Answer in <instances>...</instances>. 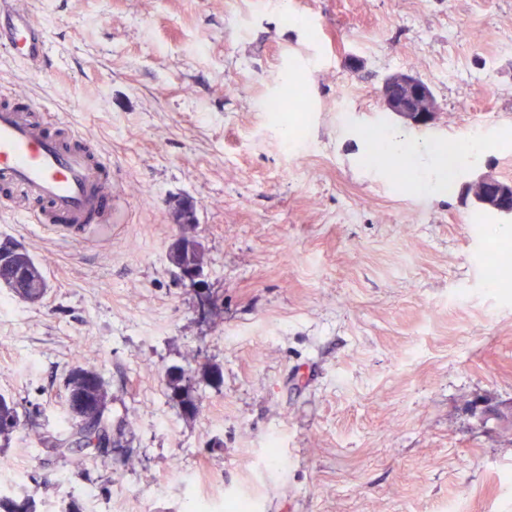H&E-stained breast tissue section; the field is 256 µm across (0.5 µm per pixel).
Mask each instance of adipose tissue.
<instances>
[{
	"instance_id": "ef3b65f1",
	"label": "adipose tissue",
	"mask_w": 512,
	"mask_h": 512,
	"mask_svg": "<svg viewBox=\"0 0 512 512\" xmlns=\"http://www.w3.org/2000/svg\"><path fill=\"white\" fill-rule=\"evenodd\" d=\"M388 157L399 161L406 171L412 172L415 179L414 190L420 193L433 191L436 185L446 182L450 167H461L478 149L477 143L460 140L454 146L417 142L396 130L376 134Z\"/></svg>"
}]
</instances>
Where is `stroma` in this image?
I'll use <instances>...</instances> for the list:
<instances>
[{
	"label": "stroma",
	"mask_w": 512,
	"mask_h": 512,
	"mask_svg": "<svg viewBox=\"0 0 512 512\" xmlns=\"http://www.w3.org/2000/svg\"><path fill=\"white\" fill-rule=\"evenodd\" d=\"M50 50L0 55L30 96L112 161V224L78 239L0 214L50 288H0V394L29 414L0 448V496L35 512H512V278L486 255L512 216L464 199L512 182V0H21ZM413 70L437 119L379 89ZM302 111L280 116L283 79ZM479 138L419 195L365 162L364 131ZM197 207L205 277L166 260L173 202ZM193 356L186 414L167 372ZM96 367L124 466L82 468L63 435L71 367ZM379 97L385 112L415 127L429 125L438 114V102L430 86L408 71L388 76ZM35 263L37 269L36 278L12 281L11 288H9V290L21 300L39 295L41 293L39 284L43 281H48L40 264L36 261Z\"/></svg>",
	"instance_id": "stroma-1"
}]
</instances>
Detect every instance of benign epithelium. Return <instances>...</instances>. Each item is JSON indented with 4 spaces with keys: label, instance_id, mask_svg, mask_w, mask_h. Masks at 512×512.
<instances>
[{
    "label": "benign epithelium",
    "instance_id": "benign-epithelium-1",
    "mask_svg": "<svg viewBox=\"0 0 512 512\" xmlns=\"http://www.w3.org/2000/svg\"><path fill=\"white\" fill-rule=\"evenodd\" d=\"M384 111L395 115L415 127L432 123L438 114L437 99L430 86L414 74L403 71L388 76L379 90ZM478 182L492 188V194L486 198V204L503 215H512V182L500 180L491 175H482ZM173 221L181 225L184 231L169 246L167 261L176 276L192 285L202 282L203 271L193 265L180 262V258L198 248L199 240L192 234L191 228L197 223V208L191 200H180L173 208ZM24 248L8 237H0V267L13 266L17 254Z\"/></svg>",
    "mask_w": 512,
    "mask_h": 512
}]
</instances>
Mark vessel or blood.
Masks as SVG:
<instances>
[{
    "instance_id": "b4317fda",
    "label": "vessel or blood",
    "mask_w": 512,
    "mask_h": 512,
    "mask_svg": "<svg viewBox=\"0 0 512 512\" xmlns=\"http://www.w3.org/2000/svg\"><path fill=\"white\" fill-rule=\"evenodd\" d=\"M0 50L37 63L46 37L18 0H0ZM112 162L27 97L0 107V204L15 216L78 237L112 220Z\"/></svg>"
}]
</instances>
